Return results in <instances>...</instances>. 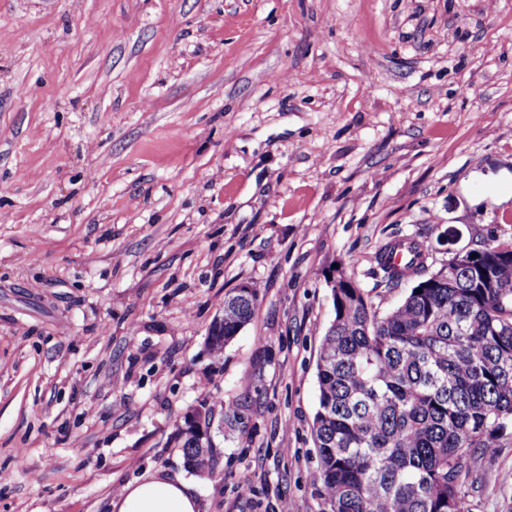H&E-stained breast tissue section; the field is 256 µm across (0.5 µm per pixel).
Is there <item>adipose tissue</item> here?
Segmentation results:
<instances>
[{
  "label": "adipose tissue",
  "instance_id": "1",
  "mask_svg": "<svg viewBox=\"0 0 512 512\" xmlns=\"http://www.w3.org/2000/svg\"><path fill=\"white\" fill-rule=\"evenodd\" d=\"M118 512H198L189 485L178 476L152 474L122 487Z\"/></svg>",
  "mask_w": 512,
  "mask_h": 512
}]
</instances>
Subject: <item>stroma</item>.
Instances as JSON below:
<instances>
[{
  "instance_id": "35a3bbf8",
  "label": "stroma",
  "mask_w": 512,
  "mask_h": 512,
  "mask_svg": "<svg viewBox=\"0 0 512 512\" xmlns=\"http://www.w3.org/2000/svg\"><path fill=\"white\" fill-rule=\"evenodd\" d=\"M402 238L432 271L512 241V0H0V512H109L158 471L200 512H320L325 276L387 312ZM203 399L238 421L200 477L174 434ZM510 471L512 429L470 512H512ZM251 296L242 299L237 288L224 295V313L222 318H215L208 329L207 345L210 351L220 353L237 334L250 323L258 301V290L247 284L239 288H249Z\"/></svg>"
}]
</instances>
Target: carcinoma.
<instances>
[{"mask_svg":"<svg viewBox=\"0 0 512 512\" xmlns=\"http://www.w3.org/2000/svg\"><path fill=\"white\" fill-rule=\"evenodd\" d=\"M402 246L409 274L386 259ZM470 253L464 264L452 258L430 272L420 243H387L378 257L387 281H416L382 315L336 270L312 423L321 512H469L464 461L492 450L512 427V242ZM250 291L247 299L224 295L223 316L208 329L210 351L222 352L250 323L258 290ZM214 413L203 400L199 425L178 429L192 472L213 471Z\"/></svg>","mask_w":512,"mask_h":512,"instance_id":"cac0c4a2","label":"carcinoma"}]
</instances>
